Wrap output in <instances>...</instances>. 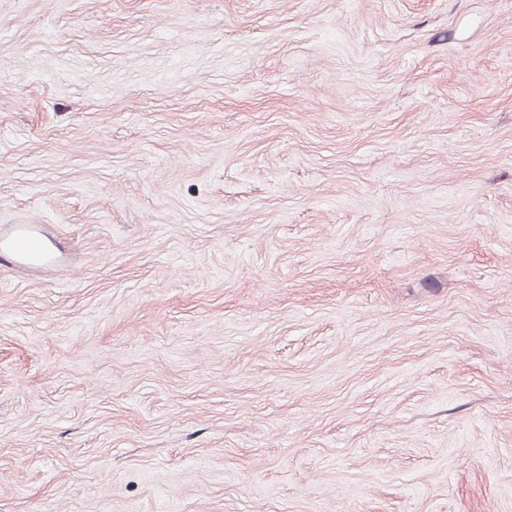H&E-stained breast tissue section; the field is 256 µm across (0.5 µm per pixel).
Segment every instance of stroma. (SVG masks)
Masks as SVG:
<instances>
[{
    "label": "stroma",
    "mask_w": 512,
    "mask_h": 512,
    "mask_svg": "<svg viewBox=\"0 0 512 512\" xmlns=\"http://www.w3.org/2000/svg\"><path fill=\"white\" fill-rule=\"evenodd\" d=\"M0 512H512V0H0ZM43 224H11L0 228V259L16 265L41 267L53 256Z\"/></svg>",
    "instance_id": "obj_1"
}]
</instances>
